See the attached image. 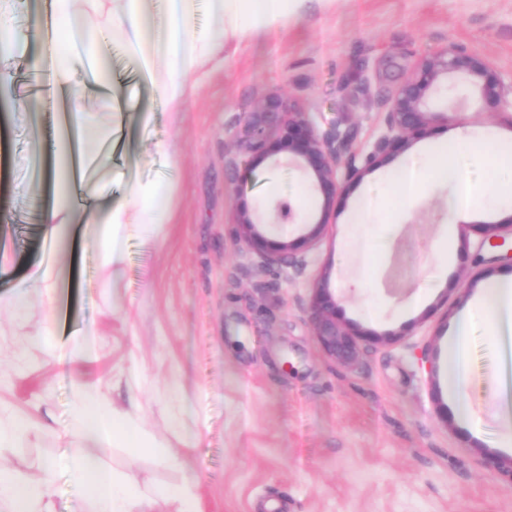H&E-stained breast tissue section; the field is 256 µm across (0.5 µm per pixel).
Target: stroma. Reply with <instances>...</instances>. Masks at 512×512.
Here are the masks:
<instances>
[{
    "instance_id": "obj_1",
    "label": "stroma",
    "mask_w": 512,
    "mask_h": 512,
    "mask_svg": "<svg viewBox=\"0 0 512 512\" xmlns=\"http://www.w3.org/2000/svg\"><path fill=\"white\" fill-rule=\"evenodd\" d=\"M447 41L486 58L496 77L512 78V0H313L272 29L229 39L193 74L178 115L158 105L134 59L109 52L124 80L119 100L103 90L86 100L95 126L117 111L124 120L101 205L122 202L138 183L165 187L169 207L167 223L123 243L113 291L97 286V254L82 224L45 242L39 218L55 188L40 154L57 128V105L42 100L7 115L0 193L11 223L0 232L8 258L0 293L54 265L56 339L66 363L50 362L37 342L47 327L38 290L27 294L25 314L0 310V420L29 423L6 463L36 476L83 450L69 432L81 384L103 394L132 429L135 446L99 456L151 493L150 512H179L168 491L182 486L202 512H512V483L498 470L512 460L498 418L512 358L487 329L471 336L467 424L443 416L452 402L441 371L455 319L490 277L512 272L498 260L504 247L482 231L506 211L480 199L472 220L452 224L447 193L434 188L385 240L392 199L375 206L370 228L349 221L355 201L386 175L383 165L345 182L317 243H300L298 226L272 231L298 243L288 266H262L234 237L240 207L278 198L316 216L322 207L299 171L236 149L245 113L280 94L317 133L352 128L353 148L369 151L387 96ZM459 94L448 121L414 136L394 163L461 130L512 142V115L478 88ZM144 111L153 116L146 125ZM322 277L337 321L368 335L354 366L331 359L314 335L310 296ZM88 333L92 355L71 357ZM180 405L189 412L181 426L173 421Z\"/></svg>"
}]
</instances>
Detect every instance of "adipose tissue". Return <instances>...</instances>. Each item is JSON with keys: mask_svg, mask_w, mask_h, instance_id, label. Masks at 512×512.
<instances>
[{"mask_svg": "<svg viewBox=\"0 0 512 512\" xmlns=\"http://www.w3.org/2000/svg\"><path fill=\"white\" fill-rule=\"evenodd\" d=\"M99 22L80 38L75 54L59 59L39 54L30 61L34 80L55 91L72 88L75 69H83L88 88L107 90L112 74L101 63V44L108 37L126 38L143 74L153 85L168 112L181 113L191 89L190 76L229 38L276 26L298 12L305 0H208L215 23L202 34L190 29L192 0H168L170 8L144 20L145 0H91ZM112 134L96 132L83 118L82 107L72 103L68 127L61 131L58 149L60 180L68 191L83 199L81 222L88 239L98 250L106 277L104 286L114 284L112 271L121 259V246L131 234L165 223L168 206L162 186H133L125 203L100 216L98 199L100 176L76 178L72 172V151L105 168L112 159ZM423 170L409 164L391 169L385 188L397 189L401 200L384 225L386 236L398 232L413 200L431 187L447 188L449 223L468 220L477 198L487 199L501 209L512 208V151L490 142H478L467 132H458L452 141L431 147L424 157ZM484 321L497 337L512 335V276L486 283L456 319L448 337L444 373L454 410L460 421H469L471 411L464 399L468 380V343L477 321ZM117 416L103 409L96 393L79 388L73 406L72 433L90 444V451L61 458L57 466H45L38 477H30L0 465V512H55L54 469L66 470L70 483L83 491L95 512H148L151 499L131 489L114 471L106 469L95 455L97 445L118 442Z\"/></svg>", "mask_w": 512, "mask_h": 512, "instance_id": "ef3b65f1", "label": "adipose tissue"}]
</instances>
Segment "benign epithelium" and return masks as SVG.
Wrapping results in <instances>:
<instances>
[{
  "instance_id": "1",
  "label": "benign epithelium",
  "mask_w": 512,
  "mask_h": 512,
  "mask_svg": "<svg viewBox=\"0 0 512 512\" xmlns=\"http://www.w3.org/2000/svg\"><path fill=\"white\" fill-rule=\"evenodd\" d=\"M489 63L481 56L456 44L435 46L417 61L412 72L386 99L384 131L367 153L348 150L353 131L335 129L320 136L310 127L303 113L281 95L266 98L246 113L247 138L239 143L246 154L273 158L277 167L295 168L322 196L320 217L298 211L290 201L279 199L262 210H240L236 241L265 264H288L295 243L266 236L270 225L297 224L304 228L303 242L316 241L326 224V217L342 184L339 172L348 179H360L372 169L388 163L394 151L411 144L412 134L438 121L448 120V113L434 109V103L448 99V92L462 83L480 87L485 98L496 107L512 108V82L487 80ZM512 230L507 223L485 224V239L494 246L505 240L502 231ZM311 319L319 344L341 365L356 363L360 341L366 335L352 332L336 320V301L321 282L313 288Z\"/></svg>"
}]
</instances>
